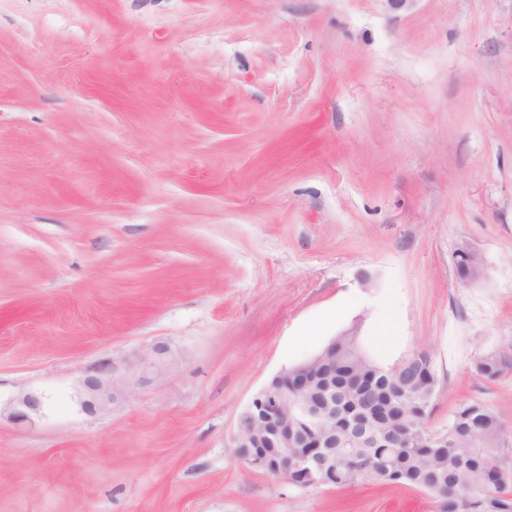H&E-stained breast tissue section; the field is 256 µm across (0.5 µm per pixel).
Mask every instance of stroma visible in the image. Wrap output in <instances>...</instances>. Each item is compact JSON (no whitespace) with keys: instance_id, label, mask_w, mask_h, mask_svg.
<instances>
[{"instance_id":"stroma-1","label":"stroma","mask_w":512,"mask_h":512,"mask_svg":"<svg viewBox=\"0 0 512 512\" xmlns=\"http://www.w3.org/2000/svg\"><path fill=\"white\" fill-rule=\"evenodd\" d=\"M351 330L386 368L428 352L429 428L479 402L512 434V0H0V402L45 398L0 419V512H436L235 453ZM167 353L166 346L156 345L129 363L123 376H115L114 366H106L97 374L85 377L79 387L81 409L92 415L107 412L128 386L144 381L149 372H162L168 364ZM44 398L41 394L31 391H20L10 403L2 409L0 403V419L2 413L16 424L32 423L35 416L41 414Z\"/></svg>"}]
</instances>
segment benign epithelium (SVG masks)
<instances>
[{
  "mask_svg": "<svg viewBox=\"0 0 512 512\" xmlns=\"http://www.w3.org/2000/svg\"><path fill=\"white\" fill-rule=\"evenodd\" d=\"M167 353L166 346L156 345L129 363L123 376H115L114 367L106 366L97 374L85 377L79 387L81 409L92 415L108 411L128 386L144 380L149 372H162L168 364ZM43 406L42 395L21 391L5 408H0V414H6L16 424L30 423L41 414ZM281 410L279 396L270 386H264L240 413L234 446L259 449L253 458L246 461L254 469L287 481L291 473L303 471L310 476L307 486H322L324 481L313 477V467L317 464L313 450L288 452V422Z\"/></svg>",
  "mask_w": 512,
  "mask_h": 512,
  "instance_id": "7a95c632",
  "label": "benign epithelium"
}]
</instances>
